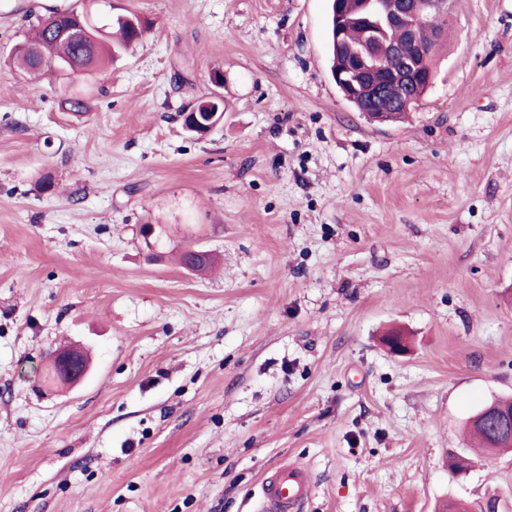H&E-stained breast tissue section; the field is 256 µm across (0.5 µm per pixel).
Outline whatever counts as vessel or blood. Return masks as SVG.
Instances as JSON below:
<instances>
[{
	"mask_svg": "<svg viewBox=\"0 0 512 512\" xmlns=\"http://www.w3.org/2000/svg\"><path fill=\"white\" fill-rule=\"evenodd\" d=\"M314 485L305 467L286 462L265 473L256 512H302Z\"/></svg>",
	"mask_w": 512,
	"mask_h": 512,
	"instance_id": "b4317fda",
	"label": "vessel or blood"
}]
</instances>
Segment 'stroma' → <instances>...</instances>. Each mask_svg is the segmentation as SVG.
Here are the masks:
<instances>
[{
    "instance_id": "1",
    "label": "stroma",
    "mask_w": 512,
    "mask_h": 512,
    "mask_svg": "<svg viewBox=\"0 0 512 512\" xmlns=\"http://www.w3.org/2000/svg\"><path fill=\"white\" fill-rule=\"evenodd\" d=\"M52 2L0 0V512H253L286 460L302 512H512V452L448 473L512 397V0H451L394 125L338 91L327 0H78L148 30L68 111L14 63ZM199 103V102H198ZM192 109L191 112L188 113L189 116L192 117V122L190 123L191 131L198 132L200 134H206L215 126H217L220 122L224 120V109L220 104H223L222 97L216 90H212L206 97L201 99V104H199ZM200 109V112H199ZM198 112V114H197ZM203 112L207 113L204 120ZM198 115V117H197ZM48 361L54 374V379L75 386L81 382L90 369L86 352L76 346L62 347L52 352Z\"/></svg>"
}]
</instances>
